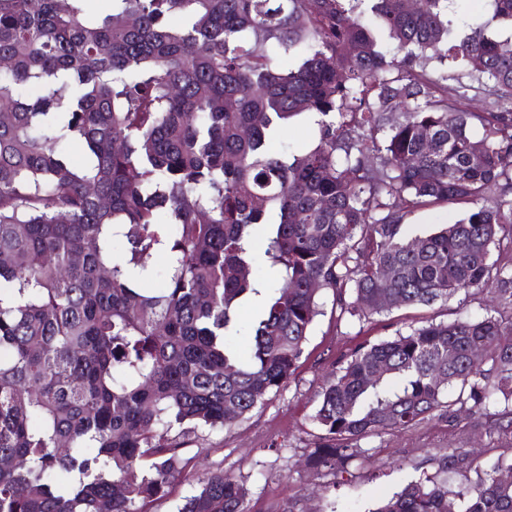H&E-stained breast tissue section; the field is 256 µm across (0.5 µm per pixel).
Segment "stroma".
Segmentation results:
<instances>
[{
  "instance_id": "35a3bbf8",
  "label": "stroma",
  "mask_w": 512,
  "mask_h": 512,
  "mask_svg": "<svg viewBox=\"0 0 512 512\" xmlns=\"http://www.w3.org/2000/svg\"><path fill=\"white\" fill-rule=\"evenodd\" d=\"M320 310L295 373L262 406L237 426L183 437L187 455L196 457L200 472L221 470L241 481L251 512H368L381 499L399 491L423 471L432 458L450 448H477L467 474L489 470L498 457L512 455V429L490 431L485 418L452 425L433 420L416 428L362 440L376 458L395 457L397 467L354 469L352 475L320 477L305 466V454L318 434L312 416L317 394L331 368L341 367L353 348L377 342L423 322L448 321L464 312L483 314L486 301L475 294L445 305L410 307L373 316L366 324L337 323L331 291L320 293Z\"/></svg>"
}]
</instances>
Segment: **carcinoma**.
Instances as JSON below:
<instances>
[{
    "label": "carcinoma",
    "instance_id": "carcinoma-1",
    "mask_svg": "<svg viewBox=\"0 0 512 512\" xmlns=\"http://www.w3.org/2000/svg\"><path fill=\"white\" fill-rule=\"evenodd\" d=\"M86 2L0 0V512H149L194 468L178 438L232 427L294 374L322 289L338 324L490 305L356 346L318 393L310 469L348 474L371 459L360 441L464 411L512 425V266L490 259L512 249V42L486 33L512 0L463 34L449 0ZM450 62L469 79L451 90ZM476 88L486 109L454 111L448 92ZM302 113L317 144L274 148ZM440 203L470 209L404 234ZM247 297L263 310L242 360ZM463 455L372 512H512V459L448 491ZM179 512H249L247 490L210 472Z\"/></svg>",
    "mask_w": 512,
    "mask_h": 512
}]
</instances>
